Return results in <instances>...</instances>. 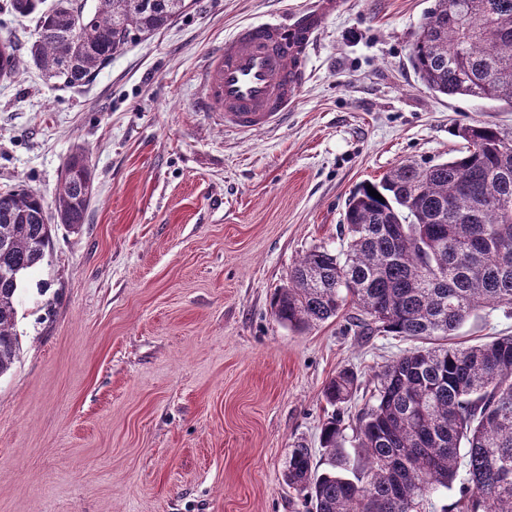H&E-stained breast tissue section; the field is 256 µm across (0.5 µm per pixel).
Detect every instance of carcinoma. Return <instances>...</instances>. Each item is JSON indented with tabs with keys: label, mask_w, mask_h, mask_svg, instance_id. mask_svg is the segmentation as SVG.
<instances>
[{
	"label": "carcinoma",
	"mask_w": 512,
	"mask_h": 512,
	"mask_svg": "<svg viewBox=\"0 0 512 512\" xmlns=\"http://www.w3.org/2000/svg\"><path fill=\"white\" fill-rule=\"evenodd\" d=\"M9 0L18 17L37 16L21 56L0 42V77L29 59L50 80L90 82L133 39L169 25L187 0ZM419 80L442 95L512 109V0H436L415 36ZM453 136L465 151L448 161L405 163L359 185L346 211V248L310 249L277 290L276 320L303 331L355 309L361 336L385 333L423 342L375 373L368 401L345 407L361 386L352 368L336 373L323 395L334 407L323 423L330 468L315 472L310 449H292L285 478L309 512H426L429 497L464 469L458 512H512V336L466 347L445 343L483 307L512 308V135L475 121ZM375 189L382 199L369 195ZM93 170L79 149L66 160L54 216L24 186L0 192V376L20 353L18 292L46 257L51 220L86 223ZM350 442L354 457L342 453Z\"/></svg>",
	"instance_id": "1"
}]
</instances>
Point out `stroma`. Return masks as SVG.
<instances>
[{
  "label": "stroma",
  "instance_id": "1",
  "mask_svg": "<svg viewBox=\"0 0 512 512\" xmlns=\"http://www.w3.org/2000/svg\"><path fill=\"white\" fill-rule=\"evenodd\" d=\"M89 84L34 65L0 79V192L52 203L76 146L94 196L18 298L21 350L0 377V512H306L284 480L320 442L325 384L373 374L413 340L357 335L350 310L299 332L271 300L310 249H341L348 198L403 162L460 154L452 128L512 131L496 103L433 93L410 60L435 0H341L285 121L241 134L203 102L225 38L314 0H190ZM512 335V309L456 342Z\"/></svg>",
  "mask_w": 512,
  "mask_h": 512
}]
</instances>
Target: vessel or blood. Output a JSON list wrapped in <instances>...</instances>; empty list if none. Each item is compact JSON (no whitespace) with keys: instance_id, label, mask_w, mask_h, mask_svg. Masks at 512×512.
I'll list each match as a JSON object with an SVG mask.
<instances>
[{"instance_id":"1","label":"vessel or blood","mask_w":512,"mask_h":512,"mask_svg":"<svg viewBox=\"0 0 512 512\" xmlns=\"http://www.w3.org/2000/svg\"><path fill=\"white\" fill-rule=\"evenodd\" d=\"M332 0L294 11L283 22L245 25L224 41L204 79L205 102L221 113L225 129L243 134L279 125L307 80L303 56L289 38L297 34L311 47L321 34Z\"/></svg>"}]
</instances>
